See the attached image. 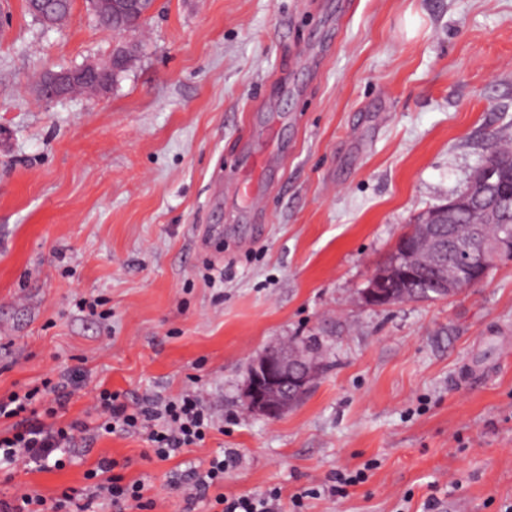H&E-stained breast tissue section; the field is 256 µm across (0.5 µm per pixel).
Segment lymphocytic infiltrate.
I'll return each mask as SVG.
<instances>
[{
    "instance_id": "f902f5d3",
    "label": "lymphocytic infiltrate",
    "mask_w": 512,
    "mask_h": 512,
    "mask_svg": "<svg viewBox=\"0 0 512 512\" xmlns=\"http://www.w3.org/2000/svg\"><path fill=\"white\" fill-rule=\"evenodd\" d=\"M72 385L71 378L63 374L55 381L44 380L41 387L0 398V421L7 423L0 430V465H20L39 471L63 469L76 458L78 435L87 433L98 437L145 436L154 457L165 461L204 442L213 427L200 394L187 392L175 398L153 397L130 404L105 388L95 397L97 419L57 424L59 411L65 409L73 395ZM41 392L50 394L51 400L47 407L38 410L33 401ZM235 462L234 453H219L206 468L193 471L189 485H181L175 479L170 485L182 489L187 501L209 499L211 507L219 508L220 512H282L281 493L275 488L260 496L224 494V473ZM116 466V461L101 459L84 474L88 487L70 488L50 499L25 491L14 500H0V512H91L97 503L111 506L112 512H150L154 502L145 495V481H125L116 474Z\"/></svg>"
}]
</instances>
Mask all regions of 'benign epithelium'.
<instances>
[{"instance_id": "7a95c632", "label": "benign epithelium", "mask_w": 512, "mask_h": 512, "mask_svg": "<svg viewBox=\"0 0 512 512\" xmlns=\"http://www.w3.org/2000/svg\"><path fill=\"white\" fill-rule=\"evenodd\" d=\"M77 73L73 70H46L39 76L38 92L46 101L62 97L63 89L74 81ZM491 166L486 162L476 170L468 188L460 195L431 209L424 216V233L432 250H440L448 245L450 224L448 213L464 206L475 213L474 222H482V216L490 209L477 205V201L489 195L490 190L485 171ZM404 266L400 269L376 271L362 290L364 303L372 307H389L400 301H407L405 294L390 289L393 280L413 278L423 254L404 250ZM499 261H512V239L492 241L478 250L463 248V255L455 266L447 267L439 283L441 294L448 297L462 289L474 285V280L487 278L491 265ZM251 373L244 385L242 398L244 405L256 416L277 419L296 404L313 385L320 374L319 367L298 347H277L265 351L250 361Z\"/></svg>"}]
</instances>
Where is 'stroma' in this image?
<instances>
[{"label":"stroma","instance_id":"1","mask_svg":"<svg viewBox=\"0 0 512 512\" xmlns=\"http://www.w3.org/2000/svg\"><path fill=\"white\" fill-rule=\"evenodd\" d=\"M156 0L103 96L43 101V70L107 58L83 0L48 29L0 0V397L72 373L122 401L197 390L214 422L167 461L142 435L61 470L0 469V499L83 488L104 457L187 510L171 476L238 455L229 495L283 503L364 471L302 512H512V263L455 297L365 306L400 234L512 147V0ZM275 133L264 172L247 157ZM259 183L253 210L229 178ZM223 239L199 244L201 226ZM223 271L210 285L209 270ZM98 296L104 316L75 301ZM316 337L324 365L288 413L242 402L250 360Z\"/></svg>","mask_w":512,"mask_h":512}]
</instances>
